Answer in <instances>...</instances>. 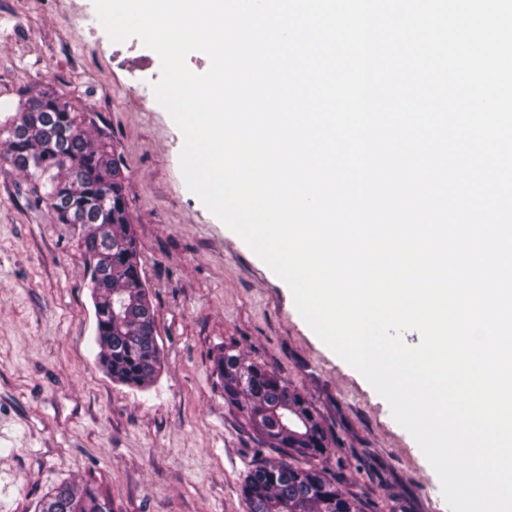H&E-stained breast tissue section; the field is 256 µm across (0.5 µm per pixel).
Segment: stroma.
I'll use <instances>...</instances> for the list:
<instances>
[{"instance_id":"1","label":"stroma","mask_w":512,"mask_h":512,"mask_svg":"<svg viewBox=\"0 0 512 512\" xmlns=\"http://www.w3.org/2000/svg\"><path fill=\"white\" fill-rule=\"evenodd\" d=\"M159 77L158 56L136 38L112 42L92 0H0V107L48 89L112 134L163 356L146 389L106 376L80 228L0 171V512H34L66 482L93 484L112 512H247V473L277 453L224 402L213 361L228 347L312 405L336 440L324 464L365 512H449L387 401L189 191Z\"/></svg>"}]
</instances>
